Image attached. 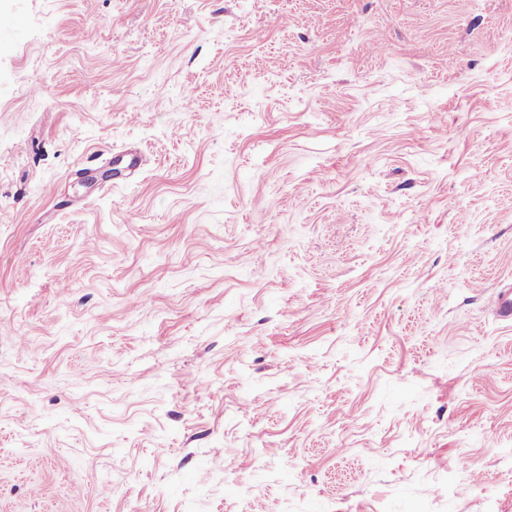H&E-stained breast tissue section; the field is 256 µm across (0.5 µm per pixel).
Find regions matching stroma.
<instances>
[{"label": "stroma", "mask_w": 512, "mask_h": 512, "mask_svg": "<svg viewBox=\"0 0 512 512\" xmlns=\"http://www.w3.org/2000/svg\"><path fill=\"white\" fill-rule=\"evenodd\" d=\"M0 23V512H512V0Z\"/></svg>", "instance_id": "obj_1"}]
</instances>
